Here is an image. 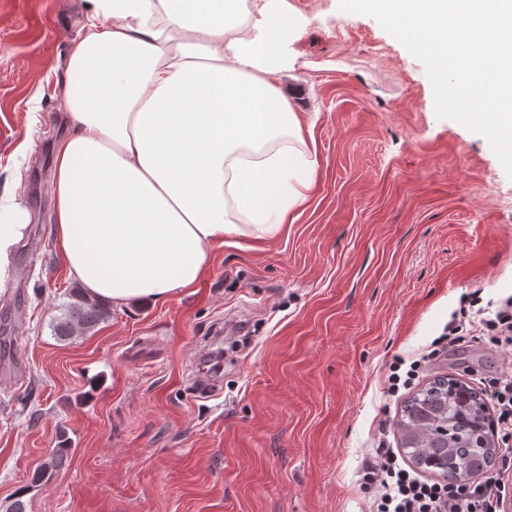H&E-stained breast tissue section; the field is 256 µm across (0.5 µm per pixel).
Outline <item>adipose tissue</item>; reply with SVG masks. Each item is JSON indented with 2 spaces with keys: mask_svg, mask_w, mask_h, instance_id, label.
Listing matches in <instances>:
<instances>
[{
  "mask_svg": "<svg viewBox=\"0 0 512 512\" xmlns=\"http://www.w3.org/2000/svg\"><path fill=\"white\" fill-rule=\"evenodd\" d=\"M51 145L55 245L92 298L165 302L194 287L214 244L278 236L315 181L275 78L287 12L240 0H87ZM31 220L0 199V284Z\"/></svg>",
  "mask_w": 512,
  "mask_h": 512,
  "instance_id": "1",
  "label": "adipose tissue"
}]
</instances>
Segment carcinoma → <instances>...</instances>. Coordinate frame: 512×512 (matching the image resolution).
<instances>
[{
    "mask_svg": "<svg viewBox=\"0 0 512 512\" xmlns=\"http://www.w3.org/2000/svg\"><path fill=\"white\" fill-rule=\"evenodd\" d=\"M109 316L106 305L76 289L61 316L52 324V332L60 341L73 340L92 332ZM432 420L448 425V440L424 434L427 422ZM396 426L406 454L416 467L431 474L448 476L454 468L474 477L486 472L493 463L495 445L490 413L480 394L464 384L447 387L442 378L433 381L405 402ZM475 431L484 433L491 445L468 447L469 437ZM68 454L66 445H58L35 480L51 479L65 466Z\"/></svg>",
    "mask_w": 512,
    "mask_h": 512,
    "instance_id": "obj_1",
    "label": "carcinoma"
}]
</instances>
